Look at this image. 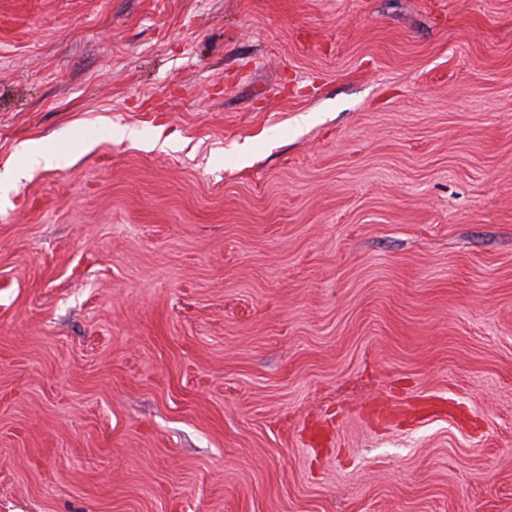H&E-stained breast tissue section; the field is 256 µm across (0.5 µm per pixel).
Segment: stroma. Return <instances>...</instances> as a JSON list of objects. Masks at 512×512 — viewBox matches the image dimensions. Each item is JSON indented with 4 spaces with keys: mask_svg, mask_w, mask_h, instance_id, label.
I'll return each mask as SVG.
<instances>
[{
    "mask_svg": "<svg viewBox=\"0 0 512 512\" xmlns=\"http://www.w3.org/2000/svg\"><path fill=\"white\" fill-rule=\"evenodd\" d=\"M69 125L0 512H512V0H0V170Z\"/></svg>",
    "mask_w": 512,
    "mask_h": 512,
    "instance_id": "1",
    "label": "stroma"
}]
</instances>
